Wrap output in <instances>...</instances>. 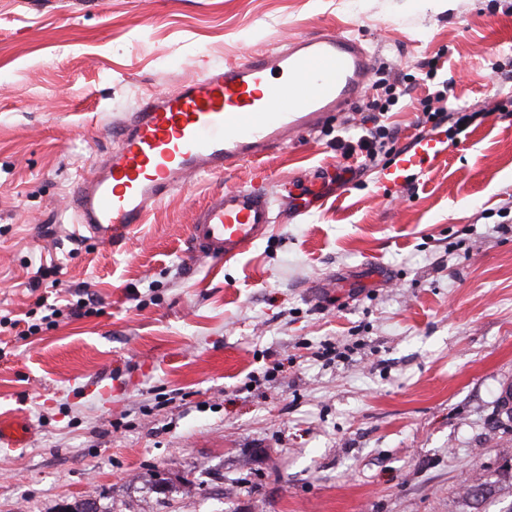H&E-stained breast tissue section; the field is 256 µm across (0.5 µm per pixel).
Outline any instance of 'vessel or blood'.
<instances>
[{"label":"vessel or blood","mask_w":512,"mask_h":512,"mask_svg":"<svg viewBox=\"0 0 512 512\" xmlns=\"http://www.w3.org/2000/svg\"><path fill=\"white\" fill-rule=\"evenodd\" d=\"M373 58L354 38L330 32L299 36L211 68L176 89L151 95L112 129V149L70 201L78 224L101 243L127 239L192 177L221 174L255 159L358 101ZM448 154L445 139L423 136L384 176L428 169ZM275 222L263 175L249 186L210 194L191 226L193 255L229 261L266 237Z\"/></svg>","instance_id":"1"}]
</instances>
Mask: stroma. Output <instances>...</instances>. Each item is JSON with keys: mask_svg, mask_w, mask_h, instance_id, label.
I'll return each instance as SVG.
<instances>
[{"mask_svg": "<svg viewBox=\"0 0 512 512\" xmlns=\"http://www.w3.org/2000/svg\"><path fill=\"white\" fill-rule=\"evenodd\" d=\"M332 31L411 77L388 122L421 131L425 61L480 112L435 169L386 188L343 158L345 113L190 180L119 246L66 205L144 96ZM512 0H0V512H512ZM340 178L311 188L315 170ZM264 171L277 222L192 259L213 192ZM81 317L37 322L36 271ZM492 488L480 502L469 486Z\"/></svg>", "mask_w": 512, "mask_h": 512, "instance_id": "1", "label": "stroma"}]
</instances>
